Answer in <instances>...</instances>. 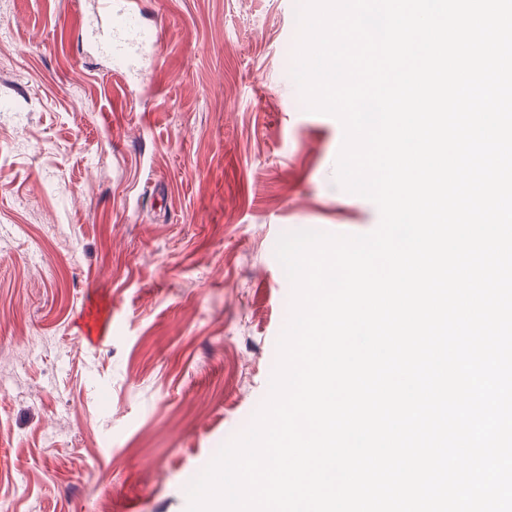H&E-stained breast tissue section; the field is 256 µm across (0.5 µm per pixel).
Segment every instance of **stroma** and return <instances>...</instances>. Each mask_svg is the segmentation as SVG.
Returning <instances> with one entry per match:
<instances>
[{
  "mask_svg": "<svg viewBox=\"0 0 512 512\" xmlns=\"http://www.w3.org/2000/svg\"><path fill=\"white\" fill-rule=\"evenodd\" d=\"M300 4L144 0L130 84L84 0H0V512H187L269 393L278 238L378 226L292 77Z\"/></svg>",
  "mask_w": 512,
  "mask_h": 512,
  "instance_id": "35a3bbf8",
  "label": "stroma"
}]
</instances>
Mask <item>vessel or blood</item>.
Returning a JSON list of instances; mask_svg holds the SVG:
<instances>
[{
    "label": "vessel or blood",
    "instance_id": "obj_1",
    "mask_svg": "<svg viewBox=\"0 0 512 512\" xmlns=\"http://www.w3.org/2000/svg\"><path fill=\"white\" fill-rule=\"evenodd\" d=\"M96 12L92 35L118 68L129 67L144 51L158 53L157 39L143 24L141 0H96Z\"/></svg>",
    "mask_w": 512,
    "mask_h": 512
}]
</instances>
